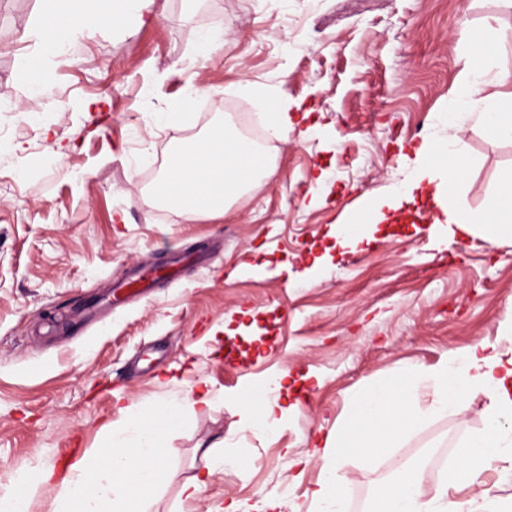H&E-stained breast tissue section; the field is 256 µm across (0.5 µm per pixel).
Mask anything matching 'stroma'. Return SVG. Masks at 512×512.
I'll return each instance as SVG.
<instances>
[{"mask_svg":"<svg viewBox=\"0 0 512 512\" xmlns=\"http://www.w3.org/2000/svg\"><path fill=\"white\" fill-rule=\"evenodd\" d=\"M41 13L40 0H0V108L28 100L18 55ZM490 16L507 36L493 74L512 68V0H147L142 16L72 37L34 119L18 113L0 135V496L22 473L99 447L123 427L120 406L207 390L211 407L165 433L168 480L152 512L233 501L248 512L262 495L274 512H322L309 495L325 469L315 450L351 418L354 393L484 343L512 356V238L438 244L440 210L423 192L365 249H333L329 235L339 216L389 197L432 134L469 162L459 205L489 206L512 142L472 123L440 127L438 115L453 110ZM205 30L224 41L203 57ZM280 99L297 130L263 145L267 178L225 214L187 216L156 198L176 148L224 123L252 138ZM174 110L181 119L156 125ZM321 176L329 191L315 203ZM160 261L176 275L74 334L90 301ZM280 374L272 396L288 415L255 432L244 398ZM483 407L460 401L377 464L350 461L344 512H370L401 464L423 462L434 490ZM219 441L229 463L183 501Z\"/></svg>","mask_w":512,"mask_h":512,"instance_id":"obj_1","label":"stroma"}]
</instances>
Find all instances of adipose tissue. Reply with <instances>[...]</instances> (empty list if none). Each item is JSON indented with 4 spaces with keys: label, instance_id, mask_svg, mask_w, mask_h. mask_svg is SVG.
Instances as JSON below:
<instances>
[{
    "label": "adipose tissue",
    "instance_id": "obj_1",
    "mask_svg": "<svg viewBox=\"0 0 512 512\" xmlns=\"http://www.w3.org/2000/svg\"><path fill=\"white\" fill-rule=\"evenodd\" d=\"M144 3L42 0V21L35 28L37 49L19 59L31 98L48 89L47 62L65 50L73 35H94L103 25L119 23L129 13L141 11ZM485 85L484 69H466L455 110L441 113L440 119L449 125L472 119L494 137L511 142L512 91L488 96ZM466 165L464 155L452 146L435 139L424 141L407 180L391 197L371 205L361 225L336 223L331 231L336 245L355 249L370 244L387 211L413 203L416 192L427 185L434 189L443 223L455 225L460 236L478 235L491 244L512 236V174L503 177L487 211L473 212L451 203ZM264 171L258 149L243 141L235 128L219 126L189 152L175 155L157 191L173 201L177 210L222 213L227 200L258 183ZM420 379L414 368L404 367L378 388L352 397L353 421L326 437L324 454L331 468L312 490L314 501L337 506L344 489L336 473L349 459L374 462L428 413L448 411L459 399L480 394L486 399L483 426L460 446L434 495L425 493L424 467L405 464L396 467L392 480L376 490L373 512H504L498 499L484 496L463 506L449 501L448 493L476 483L493 467L502 478H512V356H504L493 343L451 356L428 377L434 401L426 411L417 400ZM209 403L208 396L202 395L182 401L160 399L147 409L134 404L123 407L127 438L110 436L102 450L81 456L64 471L20 475L11 495L0 499V512H28L36 486L52 480L59 485L54 512H150L167 481L160 465L167 452L165 427Z\"/></svg>",
    "mask_w": 512,
    "mask_h": 512
}]
</instances>
